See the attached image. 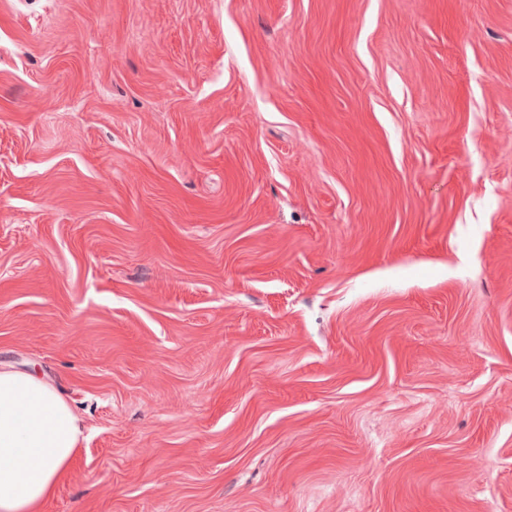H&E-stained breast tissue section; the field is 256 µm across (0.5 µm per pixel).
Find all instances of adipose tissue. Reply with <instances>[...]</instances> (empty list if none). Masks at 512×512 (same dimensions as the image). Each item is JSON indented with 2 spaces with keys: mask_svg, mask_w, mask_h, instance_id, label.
<instances>
[{
  "mask_svg": "<svg viewBox=\"0 0 512 512\" xmlns=\"http://www.w3.org/2000/svg\"><path fill=\"white\" fill-rule=\"evenodd\" d=\"M80 436L77 417L49 384L0 370V512H40Z\"/></svg>",
  "mask_w": 512,
  "mask_h": 512,
  "instance_id": "adipose-tissue-1",
  "label": "adipose tissue"
}]
</instances>
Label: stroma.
Wrapping results in <instances>:
<instances>
[{"instance_id":"stroma-1","label":"stroma","mask_w":512,"mask_h":512,"mask_svg":"<svg viewBox=\"0 0 512 512\" xmlns=\"http://www.w3.org/2000/svg\"><path fill=\"white\" fill-rule=\"evenodd\" d=\"M0 364L44 512H512V0H0ZM80 436L77 417L49 384L0 370V512H40Z\"/></svg>"}]
</instances>
